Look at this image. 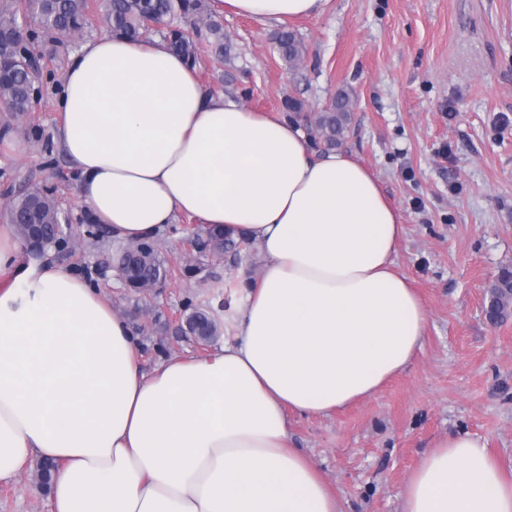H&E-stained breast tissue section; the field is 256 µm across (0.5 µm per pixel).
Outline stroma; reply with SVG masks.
<instances>
[{"label":"stroma","mask_w":512,"mask_h":512,"mask_svg":"<svg viewBox=\"0 0 512 512\" xmlns=\"http://www.w3.org/2000/svg\"><path fill=\"white\" fill-rule=\"evenodd\" d=\"M220 18L231 57L196 67L215 93L278 113L288 97L314 109L338 90L351 93L343 147L399 207L398 269L428 312L423 348L405 371L335 415L292 417L294 448L318 464L342 512H401L406 481L450 434L481 438L512 473V314L492 324L479 311L489 285L512 268V0H330L321 15L289 24L305 48L296 69L277 51L280 23ZM62 76L44 79L33 112L0 113L25 145L20 153L0 138V215L21 189H55L81 245L53 250V260L111 299L149 368L194 349L172 313L205 302L213 279L258 278L261 257L198 255L197 276L147 298L113 280L123 245L88 222L54 142ZM38 473L33 464L0 482V512H51Z\"/></svg>","instance_id":"1"}]
</instances>
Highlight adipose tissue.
<instances>
[{
	"label": "adipose tissue",
	"mask_w": 512,
	"mask_h": 512,
	"mask_svg": "<svg viewBox=\"0 0 512 512\" xmlns=\"http://www.w3.org/2000/svg\"><path fill=\"white\" fill-rule=\"evenodd\" d=\"M259 21L328 0H216ZM55 141L94 223L132 242L180 217L246 237L233 336L144 369L127 320L85 277L31 262L0 224V481L57 464L54 512H341L289 416L376 395L423 346L427 312L396 265L399 209L349 151L302 123L210 92L159 37L104 33L71 56ZM401 512H512L485 443L450 435L407 480Z\"/></svg>",
	"instance_id": "obj_1"
}]
</instances>
